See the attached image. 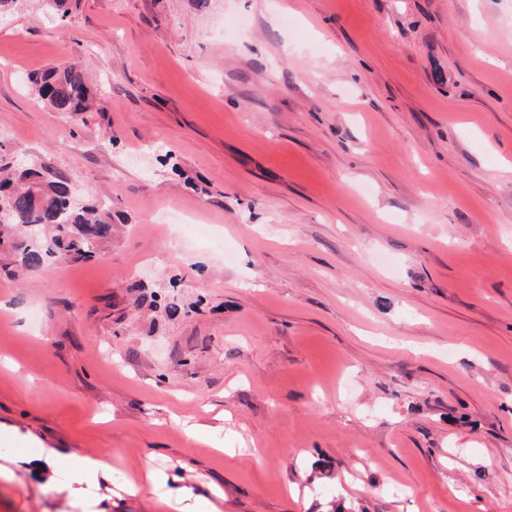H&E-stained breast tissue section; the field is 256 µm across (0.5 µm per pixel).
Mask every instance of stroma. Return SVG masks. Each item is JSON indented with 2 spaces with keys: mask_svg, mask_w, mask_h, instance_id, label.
<instances>
[{
  "mask_svg": "<svg viewBox=\"0 0 512 512\" xmlns=\"http://www.w3.org/2000/svg\"><path fill=\"white\" fill-rule=\"evenodd\" d=\"M66 6L0 15V146L114 232L0 248V512H161L149 467L219 512H512V0ZM68 59L98 110L29 83ZM112 470V465L101 457L85 456L68 473L67 484H77L80 490L97 496L100 490V479L105 480Z\"/></svg>",
  "mask_w": 512,
  "mask_h": 512,
  "instance_id": "obj_1",
  "label": "stroma"
}]
</instances>
